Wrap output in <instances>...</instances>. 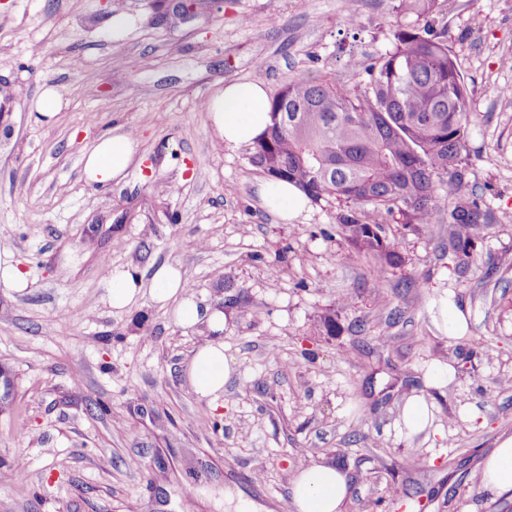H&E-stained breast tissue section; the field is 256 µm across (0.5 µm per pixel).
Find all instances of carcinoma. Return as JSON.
I'll return each mask as SVG.
<instances>
[{"label": "carcinoma", "instance_id": "obj_1", "mask_svg": "<svg viewBox=\"0 0 512 512\" xmlns=\"http://www.w3.org/2000/svg\"><path fill=\"white\" fill-rule=\"evenodd\" d=\"M438 0H398L393 47L366 63L345 66L369 80L346 88L333 76L308 72L282 85L269 101L273 114L250 146V162L288 181L318 204L344 203L337 224L359 256L384 265L401 261L384 216L425 226L439 212L437 183L449 177L450 243L470 259L469 227L488 223L467 177L465 120L469 94L449 43Z\"/></svg>", "mask_w": 512, "mask_h": 512}]
</instances>
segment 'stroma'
Instances as JSON below:
<instances>
[{"instance_id": "35a3bbf8", "label": "stroma", "mask_w": 512, "mask_h": 512, "mask_svg": "<svg viewBox=\"0 0 512 512\" xmlns=\"http://www.w3.org/2000/svg\"><path fill=\"white\" fill-rule=\"evenodd\" d=\"M394 4L0 0V248L32 280L0 287V512H229L228 492L282 512L306 464L352 476L342 512H512L477 476L512 435V99L498 94L512 86V0H438L470 92L468 178L493 217L472 227L469 264L440 221L391 222L402 260L376 288L339 203L282 222L206 110L233 80L356 85L343 63L391 49ZM48 87L61 107L41 124ZM117 125L134 143L128 176L92 188L81 158ZM163 262L224 313L235 374L218 401L183 373L206 324L178 325L173 301L110 305L113 270ZM443 288L470 311L462 337L437 324ZM437 364L454 371L446 385L430 380ZM415 393L435 430L409 437L398 421Z\"/></svg>"}]
</instances>
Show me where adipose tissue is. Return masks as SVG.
Listing matches in <instances>:
<instances>
[{"label": "adipose tissue", "mask_w": 512, "mask_h": 512, "mask_svg": "<svg viewBox=\"0 0 512 512\" xmlns=\"http://www.w3.org/2000/svg\"><path fill=\"white\" fill-rule=\"evenodd\" d=\"M208 110L225 147L230 149L258 140L271 123L267 93L254 81L237 80L225 84L223 90L209 100ZM132 156L130 134L123 127H114L98 139L83 159L88 182L106 185L120 181ZM256 193L271 212L285 221L297 219L307 209V197L285 181H259ZM184 288L181 267L171 263L160 264L148 277L119 270L112 274L110 301L114 309L123 310L145 295L161 304L174 299L178 302L176 320L180 325L207 323L214 339L194 353L185 376L198 396L215 400L233 373L224 345L217 339L224 330V314L200 306L195 299L183 297ZM482 487L496 497L512 494V435L502 438L484 460ZM348 493L349 483L345 475L332 467L317 464L300 469L290 485V500L295 512H340Z\"/></svg>", "instance_id": "ef3b65f1"}]
</instances>
